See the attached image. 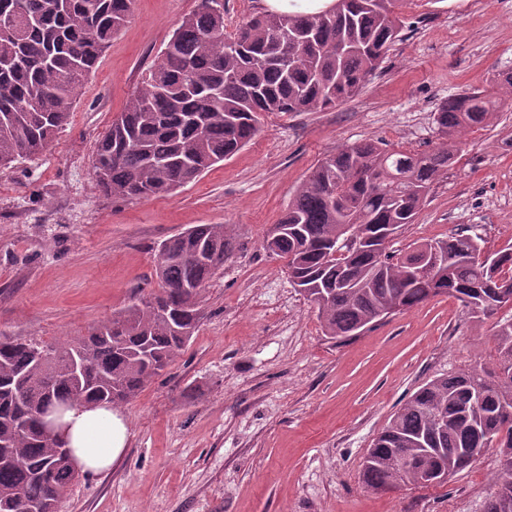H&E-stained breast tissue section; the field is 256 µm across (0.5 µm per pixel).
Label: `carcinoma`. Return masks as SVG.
Wrapping results in <instances>:
<instances>
[{
  "label": "carcinoma",
  "mask_w": 512,
  "mask_h": 512,
  "mask_svg": "<svg viewBox=\"0 0 512 512\" xmlns=\"http://www.w3.org/2000/svg\"><path fill=\"white\" fill-rule=\"evenodd\" d=\"M401 0H343L337 14L263 11L224 36V0H200L183 17L162 58L132 92L97 144L93 176L121 199L170 195L231 158L260 130L263 114L312 112L353 97L399 40ZM26 7L31 22L17 41H0V168L42 153L68 124L79 90L134 0H0V16ZM493 96L475 90L435 113L441 142L412 152L381 142L345 145L300 183L264 248L317 309L325 335L347 341L387 317L438 295L483 320L495 295L512 293V246L486 271L471 252L480 237L430 239L404 254L383 246L388 227L414 223L439 177L456 158L462 132L486 125ZM354 230L365 242L336 257ZM226 224H197L164 240L158 290L126 306L86 336L44 344L0 340V512H60L76 472L46 417L74 404L120 406L161 375L203 318V291L236 251ZM438 250L441 291L408 280L416 259ZM495 358L481 369L442 374L421 385L368 449L361 484L398 488L471 467L475 448H494L498 469L484 512H512V318L494 326Z\"/></svg>",
  "instance_id": "cac0c4a2"
}]
</instances>
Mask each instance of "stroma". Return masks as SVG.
Listing matches in <instances>:
<instances>
[{
  "instance_id": "35a3bbf8",
  "label": "stroma",
  "mask_w": 512,
  "mask_h": 512,
  "mask_svg": "<svg viewBox=\"0 0 512 512\" xmlns=\"http://www.w3.org/2000/svg\"><path fill=\"white\" fill-rule=\"evenodd\" d=\"M197 4L135 0L68 125L0 170V336L87 335L156 289L159 244L190 226L229 225L239 243L204 293L199 331L121 406L123 453L107 472L79 474L60 512H483L492 449L443 485L377 494L359 471L419 386L492 359L491 320L441 295L336 342L263 238L343 145L434 147L442 101L512 70V0H403L399 41L351 99L266 115L241 151L175 194L106 196L92 173L97 141ZM462 141L392 251L453 234L480 236L488 252L512 244V99Z\"/></svg>"
}]
</instances>
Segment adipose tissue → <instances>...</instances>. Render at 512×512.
Wrapping results in <instances>:
<instances>
[{"label":"adipose tissue","mask_w":512,"mask_h":512,"mask_svg":"<svg viewBox=\"0 0 512 512\" xmlns=\"http://www.w3.org/2000/svg\"><path fill=\"white\" fill-rule=\"evenodd\" d=\"M50 426L71 448L77 468L93 474L111 468L129 437L124 417L106 405L68 410Z\"/></svg>","instance_id":"ef3b65f1"}]
</instances>
